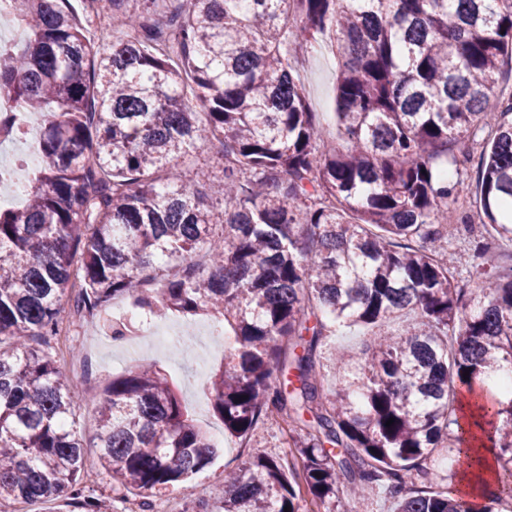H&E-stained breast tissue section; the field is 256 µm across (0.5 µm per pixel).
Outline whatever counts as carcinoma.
Returning <instances> with one entry per match:
<instances>
[{
  "label": "carcinoma",
  "mask_w": 512,
  "mask_h": 512,
  "mask_svg": "<svg viewBox=\"0 0 512 512\" xmlns=\"http://www.w3.org/2000/svg\"><path fill=\"white\" fill-rule=\"evenodd\" d=\"M77 2L9 0L27 38L0 53V97L42 123L25 204L0 207V504L105 512L79 481L89 444L49 353L78 278L76 312L122 298L146 319L223 318L234 345L213 411L238 437L277 418L298 448L301 481L256 457L224 476L219 503L191 498L186 512H302L303 489L325 505L380 487L396 512H502V381L498 494L477 510L437 466L475 442L459 423L464 393L512 373V264L478 241L473 267L490 284H458L443 226L464 186L437 161L482 140L481 222L512 244V93L498 86L512 0ZM327 31L343 149L291 63ZM215 139L221 176L206 199L179 161ZM404 311V332L382 329ZM334 326L371 335L361 357L328 353L330 387L320 348ZM98 403L100 459L144 512L217 453L158 370L113 378ZM0 512H77V509L65 501L53 500L33 504L21 502L4 503L0 507Z\"/></svg>",
  "instance_id": "obj_1"
}]
</instances>
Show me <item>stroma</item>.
<instances>
[{"mask_svg": "<svg viewBox=\"0 0 512 512\" xmlns=\"http://www.w3.org/2000/svg\"><path fill=\"white\" fill-rule=\"evenodd\" d=\"M293 59L312 110L318 113L324 127L335 130L337 63L329 36L304 44L294 52ZM492 238V229L480 224L474 235L464 234L449 240V247L460 257L457 277L465 287L474 289L486 284V277L473 269L470 254L475 241ZM60 318L62 323L72 326L73 333L52 341L50 353L72 380L74 417L85 439H92L98 433L99 417L94 394L100 393L112 377L140 365L154 367L165 374L195 424L210 440L224 442L211 462L192 477L188 493L163 497L156 502L155 512H185L187 499L191 496L215 499L223 485L225 470L257 455L281 456L288 452V437L276 423L265 422L251 436L236 437L225 433L223 422L212 411L210 376L224 359L223 344L232 339L223 323L209 316L197 317L196 329L186 346L156 349L146 344L114 342L113 321L108 317L100 319L87 315L78 318L66 306ZM91 341L97 346L96 357L85 373L74 372L72 350L84 349ZM80 477L86 487L111 502L114 512H119L123 502L132 497L131 492L113 489L112 476L102 467L98 449H86Z\"/></svg>", "mask_w": 512, "mask_h": 512, "instance_id": "obj_1", "label": "stroma"}]
</instances>
